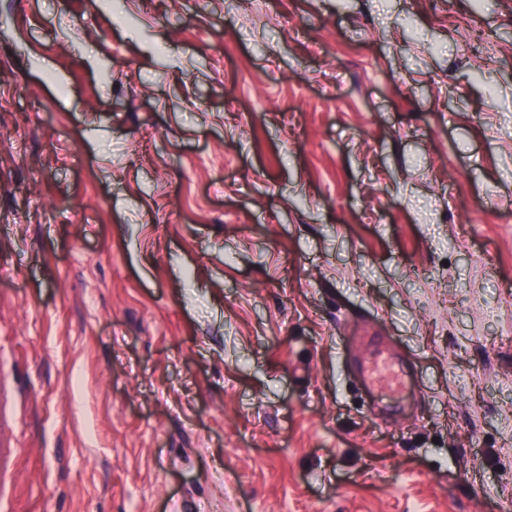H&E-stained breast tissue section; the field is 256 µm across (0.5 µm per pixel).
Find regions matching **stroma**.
Returning <instances> with one entry per match:
<instances>
[{"label": "stroma", "instance_id": "obj_1", "mask_svg": "<svg viewBox=\"0 0 512 512\" xmlns=\"http://www.w3.org/2000/svg\"><path fill=\"white\" fill-rule=\"evenodd\" d=\"M1 96L8 512L512 502V0H0ZM361 369L364 378L373 388L404 389L411 378L404 362L396 355L384 351L364 354Z\"/></svg>", "mask_w": 512, "mask_h": 512}]
</instances>
